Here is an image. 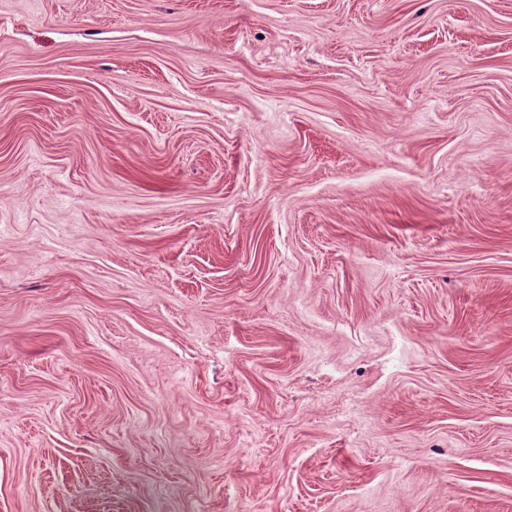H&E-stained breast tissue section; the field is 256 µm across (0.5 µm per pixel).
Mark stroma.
Listing matches in <instances>:
<instances>
[{
  "label": "stroma",
  "mask_w": 512,
  "mask_h": 512,
  "mask_svg": "<svg viewBox=\"0 0 512 512\" xmlns=\"http://www.w3.org/2000/svg\"><path fill=\"white\" fill-rule=\"evenodd\" d=\"M0 512H512V0H0Z\"/></svg>",
  "instance_id": "stroma-1"
}]
</instances>
